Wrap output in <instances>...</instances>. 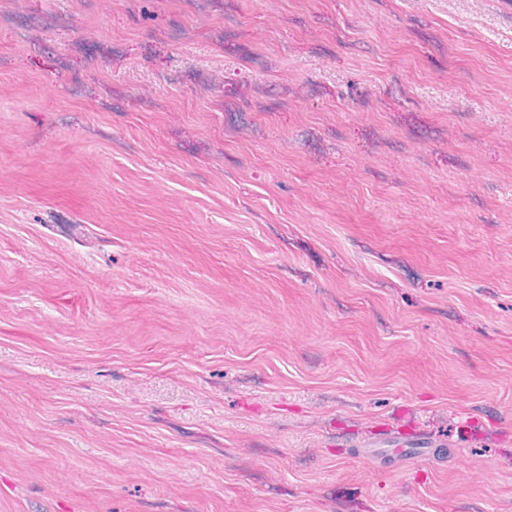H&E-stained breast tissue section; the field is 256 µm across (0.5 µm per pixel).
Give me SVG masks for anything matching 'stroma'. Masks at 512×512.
<instances>
[{"mask_svg":"<svg viewBox=\"0 0 512 512\" xmlns=\"http://www.w3.org/2000/svg\"><path fill=\"white\" fill-rule=\"evenodd\" d=\"M0 512H512V0H0Z\"/></svg>","mask_w":512,"mask_h":512,"instance_id":"obj_1","label":"stroma"}]
</instances>
